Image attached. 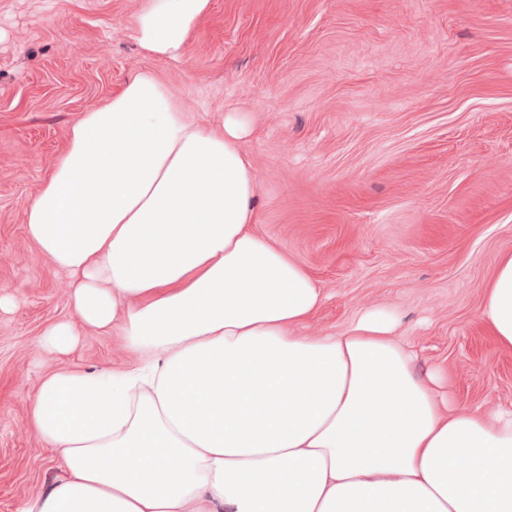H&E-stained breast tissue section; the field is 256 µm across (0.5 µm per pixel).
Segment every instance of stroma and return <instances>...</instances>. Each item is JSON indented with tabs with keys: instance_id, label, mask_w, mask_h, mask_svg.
I'll use <instances>...</instances> for the list:
<instances>
[{
	"instance_id": "stroma-1",
	"label": "stroma",
	"mask_w": 512,
	"mask_h": 512,
	"mask_svg": "<svg viewBox=\"0 0 512 512\" xmlns=\"http://www.w3.org/2000/svg\"><path fill=\"white\" fill-rule=\"evenodd\" d=\"M149 2L0 0V512L60 473L27 419L39 378L134 361L93 328L39 345L71 311L24 215L72 124L144 70L210 122L247 117L257 230L326 295L298 335L385 309L458 409L512 408V350L480 316L512 253V0H209L176 61L137 41Z\"/></svg>"
}]
</instances>
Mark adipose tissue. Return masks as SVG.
<instances>
[{"label":"adipose tissue","instance_id":"obj_1","mask_svg":"<svg viewBox=\"0 0 512 512\" xmlns=\"http://www.w3.org/2000/svg\"><path fill=\"white\" fill-rule=\"evenodd\" d=\"M209 0H152L142 47L175 56ZM229 113L200 121L151 71L70 128L26 210L79 327L121 336L131 366L43 375L28 418L62 472L19 512H512V412L447 406L393 316L296 330L325 299L259 235V180ZM481 315L512 349V254Z\"/></svg>","mask_w":512,"mask_h":512}]
</instances>
